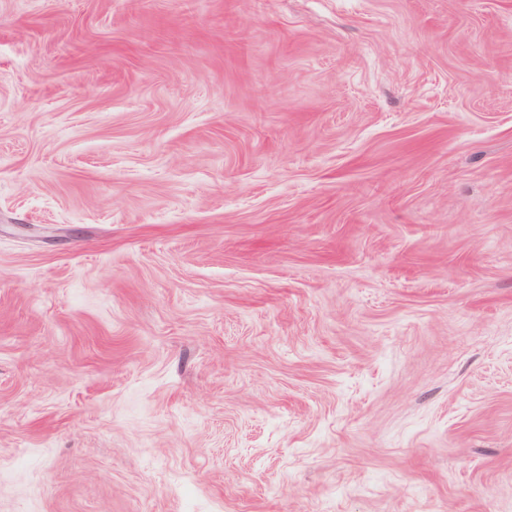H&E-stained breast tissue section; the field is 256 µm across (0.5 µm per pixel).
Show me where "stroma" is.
Masks as SVG:
<instances>
[{
	"instance_id": "1",
	"label": "stroma",
	"mask_w": 512,
	"mask_h": 512,
	"mask_svg": "<svg viewBox=\"0 0 512 512\" xmlns=\"http://www.w3.org/2000/svg\"><path fill=\"white\" fill-rule=\"evenodd\" d=\"M0 512H512V0H0Z\"/></svg>"
}]
</instances>
